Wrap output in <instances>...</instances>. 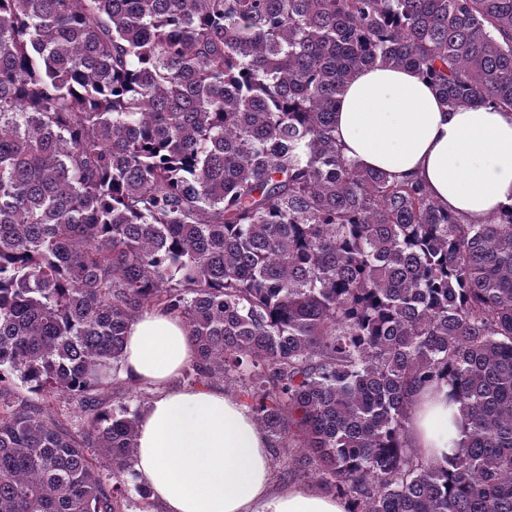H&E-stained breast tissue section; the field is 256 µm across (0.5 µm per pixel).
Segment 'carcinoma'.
<instances>
[{
    "instance_id": "obj_1",
    "label": "carcinoma",
    "mask_w": 512,
    "mask_h": 512,
    "mask_svg": "<svg viewBox=\"0 0 512 512\" xmlns=\"http://www.w3.org/2000/svg\"><path fill=\"white\" fill-rule=\"evenodd\" d=\"M374 65L512 111V0H0V512H123L140 414L101 394L154 308L283 476L298 434L347 512H512V204L472 224L343 157ZM448 391V386H442L437 395L428 391L421 396L422 403L417 408L411 428L414 446L437 461L453 453L451 440L461 438L454 422V416H458L459 412L457 405L448 408Z\"/></svg>"
}]
</instances>
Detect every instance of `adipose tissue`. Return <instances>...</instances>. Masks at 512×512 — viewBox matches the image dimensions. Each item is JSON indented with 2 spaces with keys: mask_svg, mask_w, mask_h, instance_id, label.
<instances>
[{
  "mask_svg": "<svg viewBox=\"0 0 512 512\" xmlns=\"http://www.w3.org/2000/svg\"><path fill=\"white\" fill-rule=\"evenodd\" d=\"M336 140L347 158L426 185L443 207L484 223L512 204V113L452 110L415 70L356 72L336 104ZM196 356L184 320L159 310L129 326L120 372L154 398L138 426L133 467L160 512H347L329 492L279 487L269 441L249 410L222 390L173 387ZM457 408L425 394L411 428L436 460L459 438Z\"/></svg>",
  "mask_w": 512,
  "mask_h": 512,
  "instance_id": "obj_1",
  "label": "adipose tissue"
}]
</instances>
